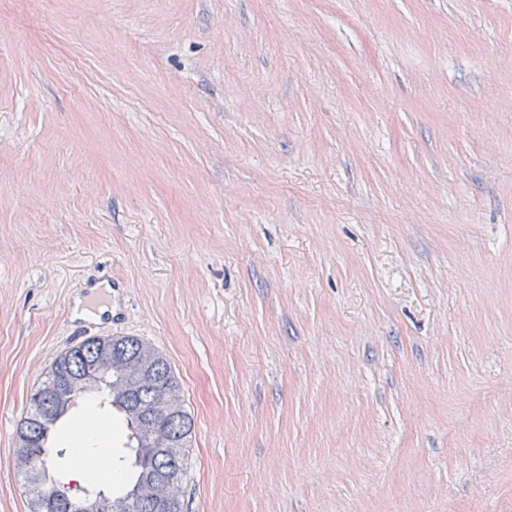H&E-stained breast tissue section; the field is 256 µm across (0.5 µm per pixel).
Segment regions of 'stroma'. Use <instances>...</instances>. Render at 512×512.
<instances>
[{
    "mask_svg": "<svg viewBox=\"0 0 512 512\" xmlns=\"http://www.w3.org/2000/svg\"><path fill=\"white\" fill-rule=\"evenodd\" d=\"M507 97L512 0H0V512L106 335L180 379L184 512H512Z\"/></svg>",
    "mask_w": 512,
    "mask_h": 512,
    "instance_id": "stroma-1",
    "label": "stroma"
}]
</instances>
